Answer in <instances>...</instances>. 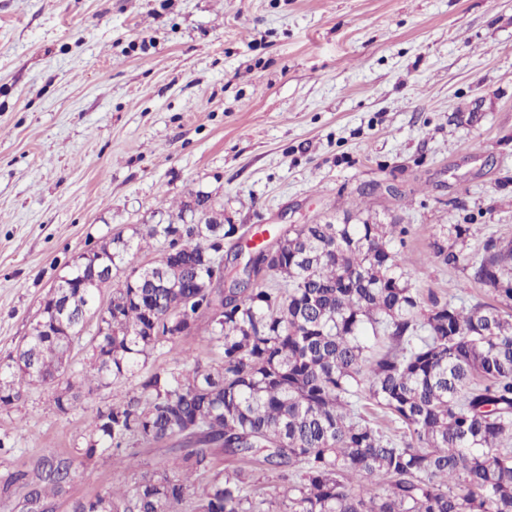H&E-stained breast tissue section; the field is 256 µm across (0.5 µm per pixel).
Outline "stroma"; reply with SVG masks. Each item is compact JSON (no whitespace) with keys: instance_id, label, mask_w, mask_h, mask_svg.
I'll return each instance as SVG.
<instances>
[{"instance_id":"35a3bbf8","label":"stroma","mask_w":512,"mask_h":512,"mask_svg":"<svg viewBox=\"0 0 512 512\" xmlns=\"http://www.w3.org/2000/svg\"><path fill=\"white\" fill-rule=\"evenodd\" d=\"M197 194L250 234L408 225L421 297L487 301L426 256L512 240V0H0V361L82 253ZM137 382L0 412V489ZM133 479L97 459L56 512Z\"/></svg>"}]
</instances>
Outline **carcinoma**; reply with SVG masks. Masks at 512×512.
<instances>
[{
    "label": "carcinoma",
    "instance_id": "1",
    "mask_svg": "<svg viewBox=\"0 0 512 512\" xmlns=\"http://www.w3.org/2000/svg\"><path fill=\"white\" fill-rule=\"evenodd\" d=\"M181 241L180 287L157 288L129 260L169 224H143L101 248L132 288L112 289V335L82 371L70 367L79 323L55 319V300L99 309L73 265L41 306L44 331L0 362V410L33 386L57 390L58 412L142 370L167 347L174 366L147 372L97 410L63 453L36 458L6 483L28 490L19 512H53L70 477L101 455L134 466L128 446L166 444L172 466L146 469L124 488L73 502L72 512H268L239 469L200 483L222 451L293 477L283 512H512V240L493 236L464 252L468 224L430 244L429 260L486 287L491 303L466 306L411 288L396 242L401 224H295L245 265L281 279L232 273L229 287L194 288L217 239L242 226L214 224ZM208 320L218 364L177 347L172 324ZM367 482L357 487L350 477Z\"/></svg>",
    "mask_w": 512,
    "mask_h": 512
}]
</instances>
